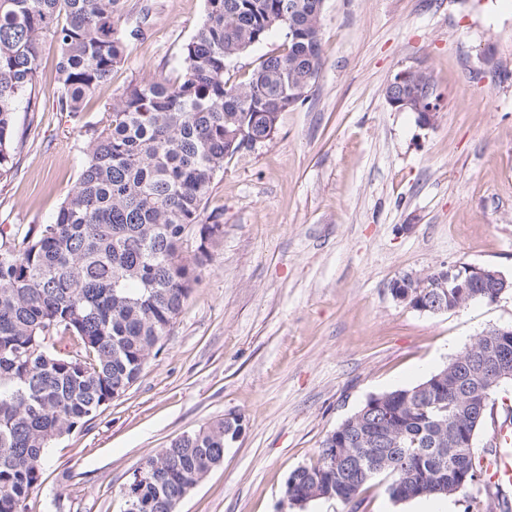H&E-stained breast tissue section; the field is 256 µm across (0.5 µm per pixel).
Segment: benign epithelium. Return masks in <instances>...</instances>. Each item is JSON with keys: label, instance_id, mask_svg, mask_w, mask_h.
I'll return each mask as SVG.
<instances>
[{"label": "benign epithelium", "instance_id": "1", "mask_svg": "<svg viewBox=\"0 0 512 512\" xmlns=\"http://www.w3.org/2000/svg\"><path fill=\"white\" fill-rule=\"evenodd\" d=\"M385 97L391 108L396 111L410 109L425 125L432 124L438 112L439 95L422 68L410 67L397 72L386 85ZM419 288L432 290L431 298L416 300ZM452 288H485L500 296L512 291V278L491 266L456 263L449 265L448 273L434 278L427 274L403 277L392 284V295L420 312L437 314L448 311V295ZM497 335L500 339L494 344L492 359L496 366L493 375L499 382L512 380V355L508 351L512 333L499 330Z\"/></svg>", "mask_w": 512, "mask_h": 512}]
</instances>
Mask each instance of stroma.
I'll return each mask as SVG.
<instances>
[{
    "mask_svg": "<svg viewBox=\"0 0 512 512\" xmlns=\"http://www.w3.org/2000/svg\"><path fill=\"white\" fill-rule=\"evenodd\" d=\"M150 22L80 118L59 107L45 44L24 145L0 181V225L46 224L80 172L79 146L133 84L175 79L205 0H129ZM322 70L254 152L225 160L205 204L224 237L160 354L87 425L49 448L29 512H124L141 462L227 417L224 460L176 512L289 507L285 482L374 395L418 384L478 334L512 326V292L441 314L390 285L464 262L512 277V0H324ZM424 68L433 124L392 109L388 81Z\"/></svg>",
    "mask_w": 512,
    "mask_h": 512,
    "instance_id": "1",
    "label": "stroma"
}]
</instances>
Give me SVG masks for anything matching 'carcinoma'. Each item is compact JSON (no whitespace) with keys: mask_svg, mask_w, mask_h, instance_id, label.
Returning <instances> with one entry per match:
<instances>
[{"mask_svg":"<svg viewBox=\"0 0 512 512\" xmlns=\"http://www.w3.org/2000/svg\"><path fill=\"white\" fill-rule=\"evenodd\" d=\"M205 0V17L183 49L181 73L128 87L83 142L82 168L48 224L0 227V512H28L48 448L125 393L161 350L224 234L201 220L236 126L267 133V115L299 102L322 58L324 0ZM127 0H0V179L21 144L15 114L31 103L43 44L58 45L60 109L78 118L84 101L124 60L147 26ZM274 29L287 47L230 84L224 74ZM493 304L482 288L454 289L448 308ZM481 371L452 359L422 382L380 394L391 417L379 445L361 442L353 414L324 438L318 459L288 475L294 507L311 497L349 505L372 479H388L395 502L445 498L483 480L476 437L486 411ZM471 439L461 448L456 437ZM218 421L147 458L125 488L126 512H173L224 458Z\"/></svg>","mask_w":512,"mask_h":512,"instance_id":"obj_1","label":"carcinoma"}]
</instances>
